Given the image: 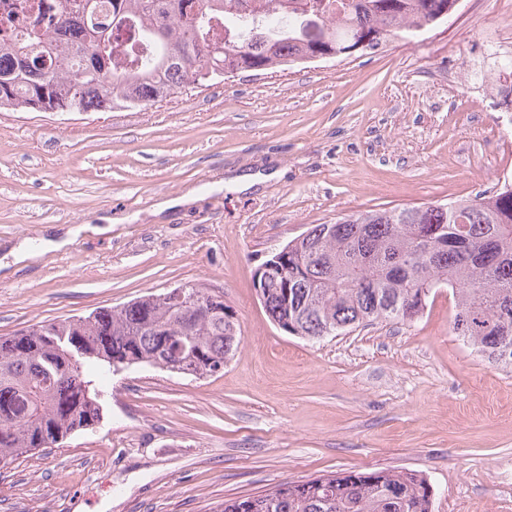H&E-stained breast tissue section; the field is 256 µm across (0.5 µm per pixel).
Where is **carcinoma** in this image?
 <instances>
[{"label": "carcinoma", "instance_id": "cac0c4a2", "mask_svg": "<svg viewBox=\"0 0 512 512\" xmlns=\"http://www.w3.org/2000/svg\"><path fill=\"white\" fill-rule=\"evenodd\" d=\"M112 22L85 38L57 0L53 35L30 24L0 45V109L146 108L216 71H265L374 50L448 16L456 0H111ZM318 16L314 31L304 18ZM259 298L272 320L315 341L376 321H412L436 288L455 300L453 331L489 364L512 370V183L443 204L394 207L317 224L264 261ZM167 293L0 336V464L51 448L100 418L98 374L133 366L204 376L241 342L224 296ZM465 329H459V323ZM224 502L220 512H431L416 472L335 473Z\"/></svg>", "mask_w": 512, "mask_h": 512}]
</instances>
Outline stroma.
<instances>
[{"instance_id":"obj_1","label":"stroma","mask_w":512,"mask_h":512,"mask_svg":"<svg viewBox=\"0 0 512 512\" xmlns=\"http://www.w3.org/2000/svg\"><path fill=\"white\" fill-rule=\"evenodd\" d=\"M493 33L512 39V0H457L376 50L145 110H0V336L194 283L223 292L243 336L213 375L98 377L99 423L0 465V512H216L382 470L423 475L432 512H512V372L455 335L447 289L413 322L313 342L253 285L313 225L512 182V109L484 90L486 71L512 74V55L484 53ZM243 173L267 180L242 191Z\"/></svg>"}]
</instances>
